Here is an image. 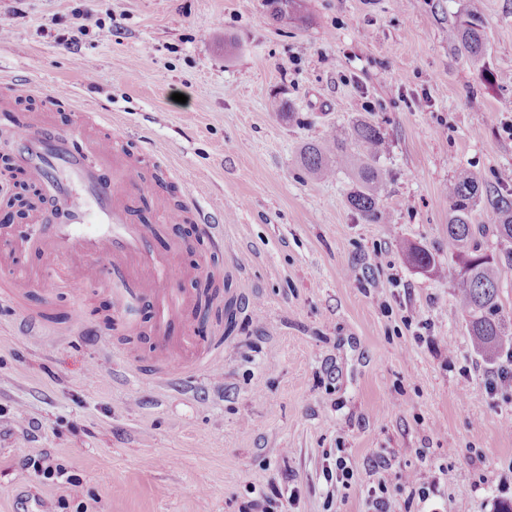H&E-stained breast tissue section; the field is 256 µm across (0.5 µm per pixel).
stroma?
Masks as SVG:
<instances>
[{"mask_svg":"<svg viewBox=\"0 0 512 512\" xmlns=\"http://www.w3.org/2000/svg\"><path fill=\"white\" fill-rule=\"evenodd\" d=\"M468 6L302 0L276 20L265 0H0V127L39 115L71 130L74 99L111 114L89 134L176 188L130 190L133 221L153 229L156 252L183 243L190 298L212 272L240 303L232 330L174 328L221 345L224 364L163 391L138 375L155 365L151 300L130 335L111 317V269L101 285L63 286L39 252L17 256L44 284L13 298L0 271V512H244L275 487L269 512H372L362 488L379 479L398 512L512 501V386L491 384L512 370V344L491 360L471 346L443 192L463 169L512 189V0H481L476 63L448 41ZM89 13L100 25L85 30ZM14 80L40 91L11 99ZM60 88L71 100L53 98ZM274 100L292 118L270 112ZM359 120L389 144L390 224L350 206V165L317 181L300 162ZM12 150L0 144V224L28 225L7 202L39 186ZM177 199L223 222V244L196 221L164 222L160 203ZM410 245L439 273L409 265ZM27 313L45 316L43 335H25ZM44 452L66 476L27 468ZM340 456L348 487L326 476ZM408 473L427 498L410 497Z\"/></svg>","mask_w":512,"mask_h":512,"instance_id":"1","label":"stroma"}]
</instances>
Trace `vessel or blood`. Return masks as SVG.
I'll return each instance as SVG.
<instances>
[{"instance_id": "obj_1", "label": "vessel or blood", "mask_w": 512, "mask_h": 512, "mask_svg": "<svg viewBox=\"0 0 512 512\" xmlns=\"http://www.w3.org/2000/svg\"><path fill=\"white\" fill-rule=\"evenodd\" d=\"M0 139L12 140V162L41 183L49 213H36L35 222L47 223V231L34 235L9 232L12 254L38 251L54 264L82 259L83 281H100L103 265L112 268V286L118 307L150 297L154 308L152 339L159 360L154 384L182 382L202 370L221 366L218 353L190 347L187 337L170 335L185 320L189 300L175 283L184 271L177 250L160 256L153 252L149 230L134 223L126 193L103 181L89 163V153L110 155L112 140L100 137L91 151L76 147L75 135L35 121L22 129H0Z\"/></svg>"}]
</instances>
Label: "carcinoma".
<instances>
[{"label": "carcinoma", "instance_id": "carcinoma-1", "mask_svg": "<svg viewBox=\"0 0 512 512\" xmlns=\"http://www.w3.org/2000/svg\"><path fill=\"white\" fill-rule=\"evenodd\" d=\"M301 0H265L266 6L276 17L290 16L298 12ZM448 41L474 61L485 53L484 32L481 17L466 14V19L448 31ZM386 139L379 126L359 121L350 132L331 131L321 144L310 143L304 147L300 161L307 173L317 179L335 176L336 169L349 163L357 171V182L349 193V203L360 211L367 221L384 222L389 213L379 206L378 190L385 171L379 166L387 154ZM448 238L458 247L461 269L455 278L458 304L467 321L472 347L479 353L494 355L505 340L512 341V323L499 314L500 260L480 251L474 241L475 224L473 211L487 203L490 219L499 237L512 241V198L492 196L482 198L478 180L461 173L448 183ZM406 258L412 265L429 272L439 271L435 257L427 250L410 246ZM204 302L197 312L216 320H226L232 329L235 320L234 300L220 298V287L214 281L206 282L200 291Z\"/></svg>", "mask_w": 512, "mask_h": 512}]
</instances>
